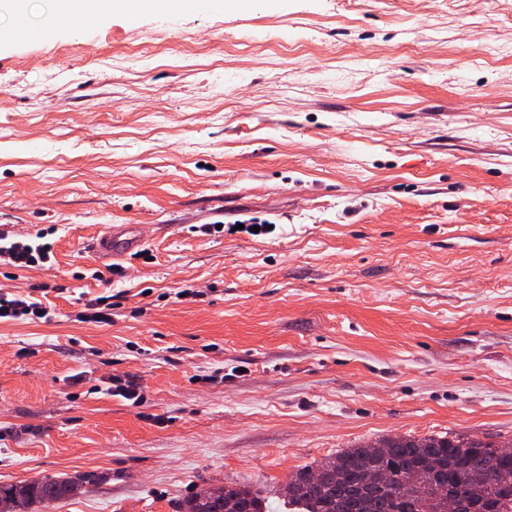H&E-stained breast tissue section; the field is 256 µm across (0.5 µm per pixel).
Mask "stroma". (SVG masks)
<instances>
[{
	"mask_svg": "<svg viewBox=\"0 0 512 512\" xmlns=\"http://www.w3.org/2000/svg\"><path fill=\"white\" fill-rule=\"evenodd\" d=\"M107 224L148 241L117 269ZM0 482L179 512L364 441L512 440V0H219L0 36ZM189 296H181V289ZM107 297L110 323L84 321ZM136 382L139 406L111 380ZM54 29H33L28 18L18 12L14 21V37L19 42H49L54 37ZM143 238L135 224H109L91 241L93 256L100 262L119 261L135 251ZM8 234L0 232V264L18 268L44 266L51 261L48 248L31 241L8 240ZM2 241H4L2 243ZM47 315V308L30 296L0 293V319H42Z\"/></svg>",
	"mask_w": 512,
	"mask_h": 512,
	"instance_id": "35a3bbf8",
	"label": "stroma"
}]
</instances>
